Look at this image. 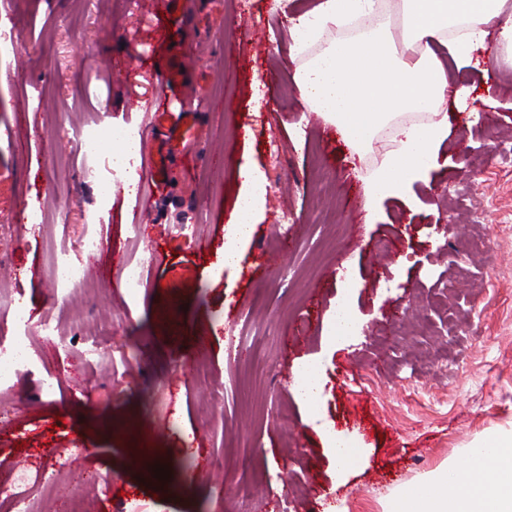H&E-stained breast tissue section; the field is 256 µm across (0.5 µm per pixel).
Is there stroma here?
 Listing matches in <instances>:
<instances>
[{
    "label": "stroma",
    "mask_w": 512,
    "mask_h": 512,
    "mask_svg": "<svg viewBox=\"0 0 512 512\" xmlns=\"http://www.w3.org/2000/svg\"><path fill=\"white\" fill-rule=\"evenodd\" d=\"M317 0H0L21 28L20 63L0 66V326L11 297L23 296L33 322H65L50 304V242L77 238L94 221L109 241L83 255L89 285L112 303V353L86 365L58 358L62 391L43 402L34 380L0 396V464L41 471L54 489L35 512H66L80 495L86 512H239L238 487L259 492L249 512H383L393 496L441 463L461 460L484 432L512 424V158L473 171L465 156L512 141V51L490 41L483 62L497 71L452 67L467 88L465 108L449 107L448 137L428 181L413 184L408 207L390 197L367 219L363 187L374 154L358 152L293 85L288 17ZM257 27L247 50L230 52L234 24ZM280 69L281 83L265 74ZM192 105L195 124L183 120ZM139 123L142 151L159 159L164 184L150 206L113 180L109 151H79L68 131L78 114ZM283 145L270 156V138ZM251 160L280 183L234 269L224 235L240 189L237 167ZM110 181L104 209L84 177ZM54 200L65 224H30V209ZM299 218L282 230L279 216ZM195 225L186 243L179 221ZM388 240L390 253L376 241ZM153 264L136 301L118 271L134 254ZM290 266L294 276L280 282ZM351 281L357 336L329 347L321 328L340 284ZM210 349L197 356V339ZM321 364L318 412L356 440L362 465L347 477L293 391L298 363ZM203 365L205 378L194 368ZM234 388L211 414L207 392ZM288 410L293 429L277 415ZM64 427H55L56 417ZM61 448L84 459L57 465ZM168 466L169 480L153 476Z\"/></svg>",
    "instance_id": "35a3bbf8"
}]
</instances>
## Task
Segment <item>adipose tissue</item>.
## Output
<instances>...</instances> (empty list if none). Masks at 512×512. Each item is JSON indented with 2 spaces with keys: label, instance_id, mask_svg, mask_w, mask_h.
Wrapping results in <instances>:
<instances>
[{
  "label": "adipose tissue",
  "instance_id": "adipose-tissue-1",
  "mask_svg": "<svg viewBox=\"0 0 512 512\" xmlns=\"http://www.w3.org/2000/svg\"><path fill=\"white\" fill-rule=\"evenodd\" d=\"M507 0H401L404 40L375 20L376 0H319L291 17L292 56L320 51L296 70L302 98L328 117L354 148H370L389 130L397 149L384 154L367 181L369 202L405 196L427 180L448 136V103H464L467 89L451 88L447 66L472 65L489 37L512 46ZM446 46L439 54L438 46ZM241 192L226 229L224 264L236 266L263 211V173L238 171ZM384 512H512V428L484 433L462 462L439 465L419 484L391 498Z\"/></svg>",
  "mask_w": 512,
  "mask_h": 512
}]
</instances>
